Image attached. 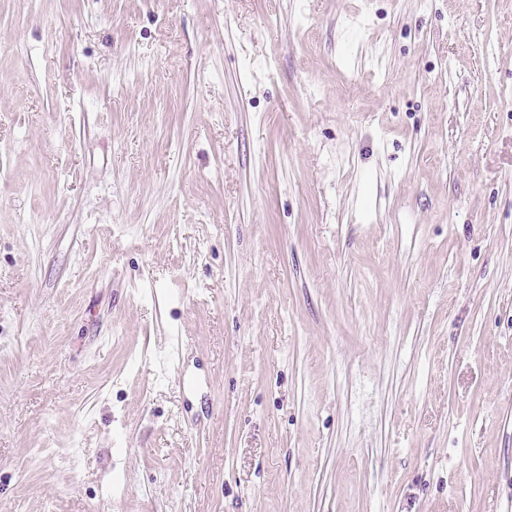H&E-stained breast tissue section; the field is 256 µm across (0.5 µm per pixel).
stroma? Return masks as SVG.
<instances>
[{
    "mask_svg": "<svg viewBox=\"0 0 512 512\" xmlns=\"http://www.w3.org/2000/svg\"><path fill=\"white\" fill-rule=\"evenodd\" d=\"M512 512V0H0V512Z\"/></svg>",
    "mask_w": 512,
    "mask_h": 512,
    "instance_id": "obj_1",
    "label": "stroma"
}]
</instances>
